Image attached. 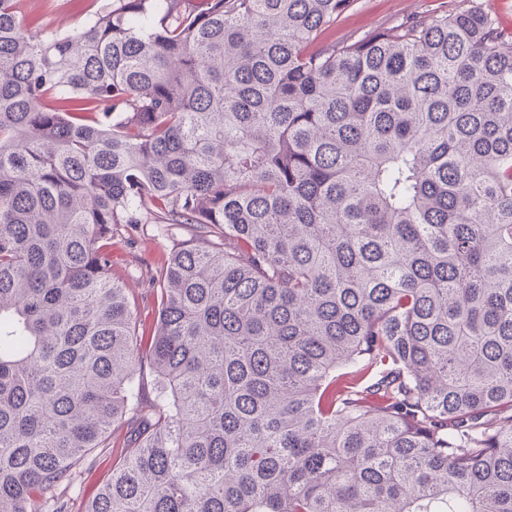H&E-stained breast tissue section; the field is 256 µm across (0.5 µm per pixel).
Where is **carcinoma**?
<instances>
[{
  "instance_id": "obj_1",
  "label": "carcinoma",
  "mask_w": 512,
  "mask_h": 512,
  "mask_svg": "<svg viewBox=\"0 0 512 512\" xmlns=\"http://www.w3.org/2000/svg\"><path fill=\"white\" fill-rule=\"evenodd\" d=\"M351 2L0 0V512H512V35ZM91 1L19 0V6L23 17L34 22L33 28L66 32L86 21ZM116 237L113 247L114 265L112 273L121 276L126 284L131 304L135 303L142 316L149 313L153 319L157 315V305L153 301H142L151 269L156 263L189 237V232L176 226L160 227L155 224L139 226L138 231L129 235ZM132 240H130V239ZM148 306V308H147ZM156 312V314H155ZM105 473L104 465L97 467L91 472L85 473L81 471L77 473V480L71 491L73 497L72 512H82L84 510L87 499L95 492L96 485Z\"/></svg>"
}]
</instances>
